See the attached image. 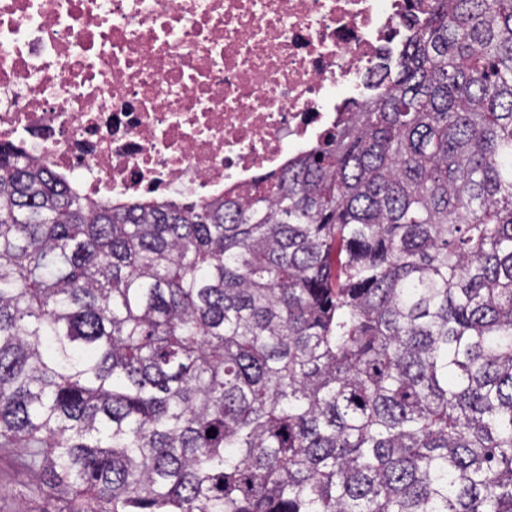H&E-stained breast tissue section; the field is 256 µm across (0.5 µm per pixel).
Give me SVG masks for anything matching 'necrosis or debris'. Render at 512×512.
Listing matches in <instances>:
<instances>
[{
  "label": "necrosis or debris",
  "instance_id": "1",
  "mask_svg": "<svg viewBox=\"0 0 512 512\" xmlns=\"http://www.w3.org/2000/svg\"><path fill=\"white\" fill-rule=\"evenodd\" d=\"M430 0H0V142L94 200L246 191L376 97Z\"/></svg>",
  "mask_w": 512,
  "mask_h": 512
}]
</instances>
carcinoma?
I'll use <instances>...</instances> for the list:
<instances>
[{
  "instance_id": "cac0c4a2",
  "label": "carcinoma",
  "mask_w": 512,
  "mask_h": 512,
  "mask_svg": "<svg viewBox=\"0 0 512 512\" xmlns=\"http://www.w3.org/2000/svg\"><path fill=\"white\" fill-rule=\"evenodd\" d=\"M0 448L52 512H512V0H431L244 193L1 144Z\"/></svg>"
}]
</instances>
